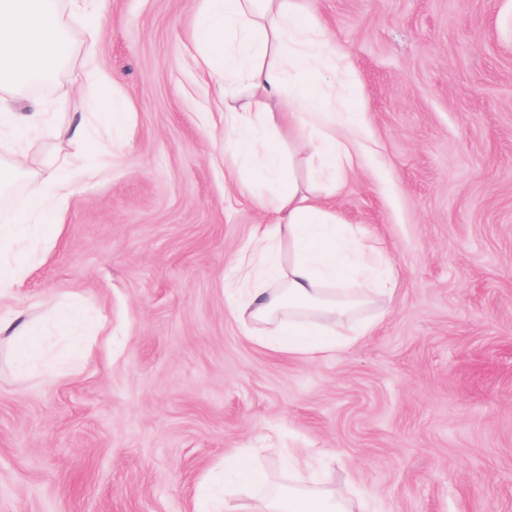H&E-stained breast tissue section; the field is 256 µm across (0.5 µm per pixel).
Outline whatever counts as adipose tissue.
<instances>
[{"mask_svg":"<svg viewBox=\"0 0 512 512\" xmlns=\"http://www.w3.org/2000/svg\"><path fill=\"white\" fill-rule=\"evenodd\" d=\"M103 0H0V89L19 76L63 57L67 44L59 27L61 10L96 34ZM195 38L204 48L196 65L204 72L223 69L224 133L235 143L238 164L270 180L272 200L260 207L277 219L261 231L260 247H245L236 260L235 285L225 295L246 336L274 354L312 359L356 345L372 326L355 327L338 338L337 324L371 297H392L399 286L395 267L380 249L365 244L351 225L340 224L314 188H300L286 174L276 146L282 127H310V155L332 174L353 163V138L363 123L359 112L338 116L310 84L319 73H335L331 92L355 94L345 55L329 49L325 31L302 21L290 0H202ZM104 87L90 107L113 131H121L128 101L110 92L111 79L93 69ZM253 88L240 101L238 86ZM72 186L61 167L31 186L29 198L0 225V294L26 277L40 242L48 211L62 208ZM296 485L270 497L263 512H354L346 491L311 488L312 477L299 458H291Z\"/></svg>","mask_w":512,"mask_h":512,"instance_id":"ef3b65f1","label":"adipose tissue"}]
</instances>
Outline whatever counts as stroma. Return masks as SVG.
I'll return each mask as SVG.
<instances>
[{"mask_svg": "<svg viewBox=\"0 0 512 512\" xmlns=\"http://www.w3.org/2000/svg\"><path fill=\"white\" fill-rule=\"evenodd\" d=\"M347 57L364 113L354 166L320 191L400 275L361 317L357 346L315 360L246 338L224 296L273 186L224 142L214 80L193 63L201 0H104L98 53L62 13L67 57L46 88L6 89L46 127L0 145L23 156L0 214L57 160L61 219L0 311L36 326L28 363L0 336V512H194L292 484L312 455L322 485L365 512H512V0H293ZM131 112L103 130L89 64ZM83 124L75 142L53 130ZM80 309L82 348L55 326Z\"/></svg>", "mask_w": 512, "mask_h": 512, "instance_id": "1", "label": "stroma"}]
</instances>
